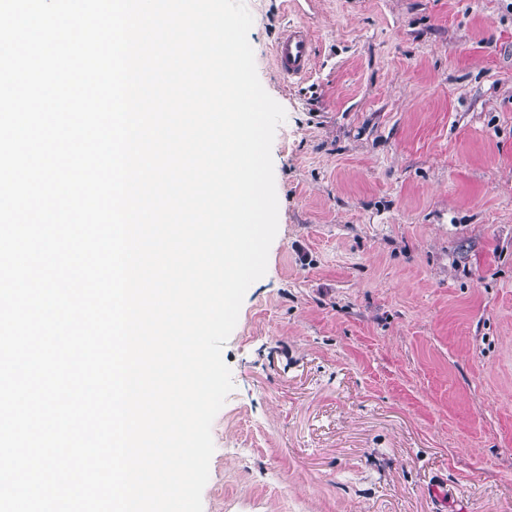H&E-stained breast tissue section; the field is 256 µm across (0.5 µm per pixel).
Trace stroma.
<instances>
[{
	"label": "stroma",
	"mask_w": 512,
	"mask_h": 512,
	"mask_svg": "<svg viewBox=\"0 0 512 512\" xmlns=\"http://www.w3.org/2000/svg\"><path fill=\"white\" fill-rule=\"evenodd\" d=\"M245 4L279 223L203 512H512V0ZM315 61L314 41L309 29L304 26H288L281 33L273 48V65L287 80L306 78Z\"/></svg>",
	"instance_id": "obj_1"
}]
</instances>
